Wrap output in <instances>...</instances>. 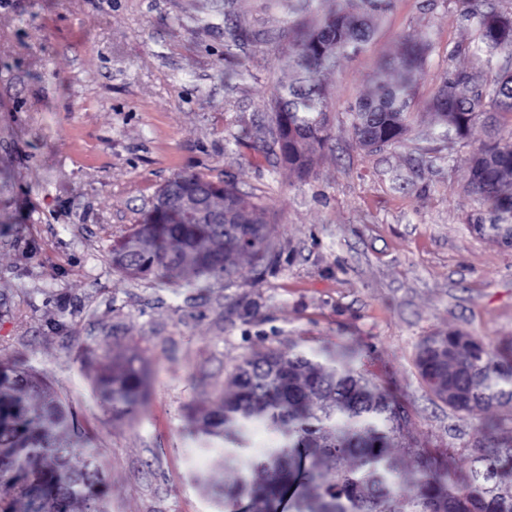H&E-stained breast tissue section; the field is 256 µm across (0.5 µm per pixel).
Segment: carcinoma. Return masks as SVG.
Segmentation results:
<instances>
[{
  "instance_id": "cac0c4a2",
  "label": "carcinoma",
  "mask_w": 512,
  "mask_h": 512,
  "mask_svg": "<svg viewBox=\"0 0 512 512\" xmlns=\"http://www.w3.org/2000/svg\"><path fill=\"white\" fill-rule=\"evenodd\" d=\"M461 3L480 31L475 55L485 66L512 51V15L484 10L479 0ZM384 8L385 0H342L318 25L294 31L289 80L274 89L271 121L282 161L301 177L331 139L328 93L319 76L369 42L372 21ZM431 50L429 42L407 39L396 59L383 62L397 78L379 80L351 107L359 147L393 145L410 130L414 76ZM487 106L512 116V78L491 82L481 69L456 70L433 99L448 139L464 137ZM497 133L496 141L468 159L467 183L489 214V223L474 229L496 242L512 234V129ZM184 178L190 185L224 187L211 198L213 209L224 211V225L187 222L176 208L165 214L148 209L132 232L139 245L127 252L121 242L112 250L115 269L176 285L188 272L232 282L240 259L255 267L274 263V225L234 182L193 173ZM355 361L348 350L265 349L234 367L224 392L199 412L202 432L228 444L224 469L236 473L223 487L224 512H279L297 482L301 491L292 512H512V444H485L498 430L497 418L489 417L480 429L470 468L453 470L447 450L409 438V415ZM416 366L435 397L448 386L467 394L462 404H448L454 411L512 402V345L492 350L462 330L429 336L418 347ZM98 386L114 406L143 401V374L130 360L112 359ZM69 417L22 358L12 370L0 368V481L21 480L15 501L0 504V512H72L75 503L83 512H108L98 450L66 437ZM256 422L271 423L280 439L264 456L251 458L243 452L249 425ZM396 443L411 460L407 477L392 455Z\"/></svg>"
}]
</instances>
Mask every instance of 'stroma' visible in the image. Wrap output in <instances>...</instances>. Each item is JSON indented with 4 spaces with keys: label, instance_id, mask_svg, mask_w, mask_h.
Here are the masks:
<instances>
[{
    "label": "stroma",
    "instance_id": "35a3bbf8",
    "mask_svg": "<svg viewBox=\"0 0 512 512\" xmlns=\"http://www.w3.org/2000/svg\"><path fill=\"white\" fill-rule=\"evenodd\" d=\"M340 0H0V361L22 355L72 412L68 435L105 463L110 512H224L223 449H201L191 409L223 392L247 353L343 345L390 388L410 437L469 468L484 413L455 411L420 378L419 344L463 330L512 343V246L473 232L467 191L483 125L441 139L430 101L476 65L479 31L459 0H387L370 44L322 76L333 130L301 178L271 146L288 31ZM255 33L233 38L235 28ZM432 52L416 75L411 130L380 150L348 112L404 38ZM244 61L243 77L225 70ZM266 144L265 152L255 147ZM235 181L276 223L277 258L233 284L181 285L113 270L168 179ZM146 371L142 406L113 409L95 377L112 357Z\"/></svg>",
    "mask_w": 512,
    "mask_h": 512
}]
</instances>
